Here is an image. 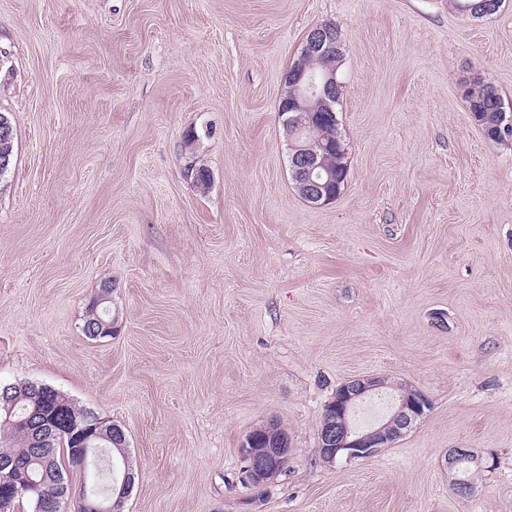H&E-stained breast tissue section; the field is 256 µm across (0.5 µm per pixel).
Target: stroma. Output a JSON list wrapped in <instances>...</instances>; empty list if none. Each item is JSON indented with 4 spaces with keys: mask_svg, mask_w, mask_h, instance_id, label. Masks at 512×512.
I'll list each match as a JSON object with an SVG mask.
<instances>
[{
    "mask_svg": "<svg viewBox=\"0 0 512 512\" xmlns=\"http://www.w3.org/2000/svg\"><path fill=\"white\" fill-rule=\"evenodd\" d=\"M319 23L348 161L325 206L277 112ZM475 75L512 115V0H0V383L124 429L123 512H512V140L475 124ZM105 288L114 331L91 339ZM356 377L430 408L325 463V406ZM271 421L288 466L256 487L240 446ZM452 448L495 461L471 496ZM490 1L493 0H456L458 11L469 18H482L496 13L500 8L501 0H498L500 3L495 9L492 8ZM336 29V27L334 26ZM336 34L338 35L337 29ZM330 25L320 23L313 26L305 38L303 53L305 59H324L339 51L338 42ZM95 302L92 301L91 304H90V307L88 309V312H87V315L85 317V320H84V323H83V326H82V332L85 336H87L88 338H91V339H96V338H103V337H107V336H110L112 334V319H110L106 313V309H104L103 307H101V305H99L98 307H95ZM103 320L105 322H107L109 325H110V328L111 330L107 333H105L104 335L100 334V324H99V320ZM95 332L97 333V335H95ZM464 456L477 458L472 450L469 448H452L448 451V471L452 474V478L450 480L451 486H455L459 488V490L465 495H471L475 491V487L471 485H466L462 483L460 477L464 480L468 481L471 484H475L472 480L471 471L472 469L475 471L478 470V466L473 461H464L460 465V471L458 475V467L457 465L461 461Z\"/></svg>",
    "mask_w": 512,
    "mask_h": 512,
    "instance_id": "stroma-1",
    "label": "stroma"
}]
</instances>
